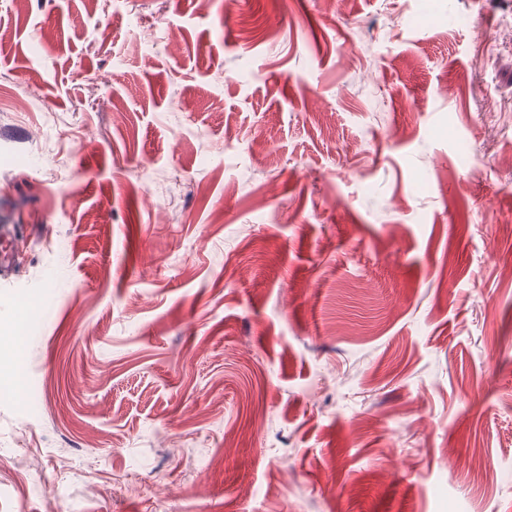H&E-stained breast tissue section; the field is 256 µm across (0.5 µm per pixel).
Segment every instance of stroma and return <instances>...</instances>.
Listing matches in <instances>:
<instances>
[{"label": "stroma", "instance_id": "obj_1", "mask_svg": "<svg viewBox=\"0 0 512 512\" xmlns=\"http://www.w3.org/2000/svg\"><path fill=\"white\" fill-rule=\"evenodd\" d=\"M0 30V512H512V0ZM16 239L10 233L7 226L0 229V276L8 279L12 272V264L16 252Z\"/></svg>", "mask_w": 512, "mask_h": 512}]
</instances>
